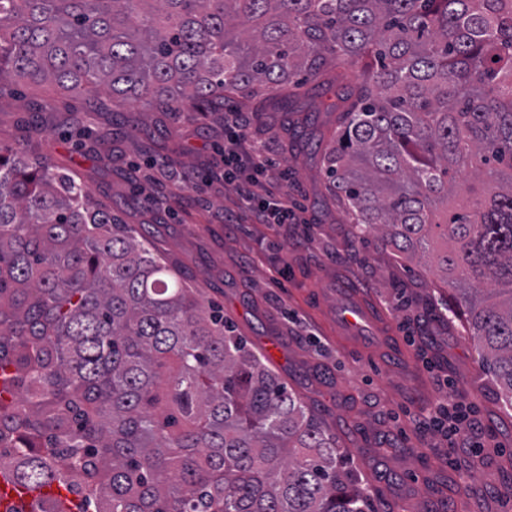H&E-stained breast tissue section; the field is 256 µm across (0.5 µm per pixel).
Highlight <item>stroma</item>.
Masks as SVG:
<instances>
[{
  "instance_id": "35a3bbf8",
  "label": "stroma",
  "mask_w": 512,
  "mask_h": 512,
  "mask_svg": "<svg viewBox=\"0 0 512 512\" xmlns=\"http://www.w3.org/2000/svg\"><path fill=\"white\" fill-rule=\"evenodd\" d=\"M342 89L309 82L289 110L235 103L259 111L253 138L279 149L288 189L314 220L312 228L292 224L284 233L214 222L212 212L234 196L220 183L174 191L173 178L199 181L214 171V148L224 142L217 113L178 120L135 105L116 134L108 115L69 126L67 117L83 114L87 103L63 95L53 111L32 118L34 93L19 84L0 99V142L49 153L147 234L190 287L223 309L236 334L270 357L350 454L357 476L379 491L384 512H512V410L503 409L473 340L451 317L452 292L433 263L398 259L373 234L354 237L311 148L295 137L335 126V113L319 105ZM284 262L292 277L279 287L270 269ZM344 288L377 311L392 353L356 357L340 346ZM452 386L474 403L477 430L450 444L419 411Z\"/></svg>"
}]
</instances>
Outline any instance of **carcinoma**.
<instances>
[{"instance_id": "cac0c4a2", "label": "carcinoma", "mask_w": 512, "mask_h": 512, "mask_svg": "<svg viewBox=\"0 0 512 512\" xmlns=\"http://www.w3.org/2000/svg\"><path fill=\"white\" fill-rule=\"evenodd\" d=\"M333 65L322 146L356 234L436 259L512 409V0H0L17 81L213 112ZM471 167L478 184L454 187ZM451 246L435 247L433 230ZM0 474L19 512H366L336 439L47 153L0 147ZM47 489L28 488L0 477V512H6L11 507L25 509L30 508Z\"/></svg>"}]
</instances>
